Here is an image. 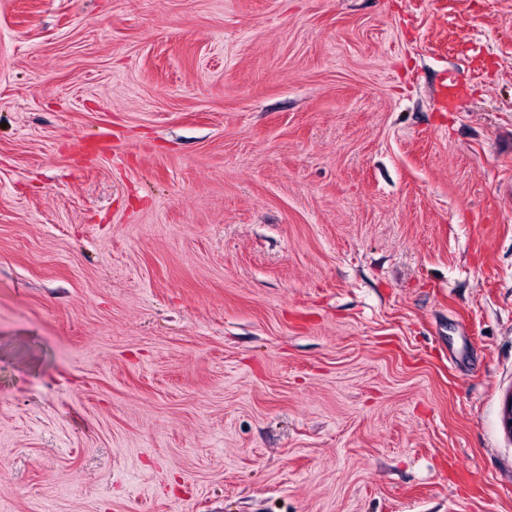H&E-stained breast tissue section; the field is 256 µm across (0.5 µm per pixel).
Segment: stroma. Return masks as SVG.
I'll return each instance as SVG.
<instances>
[{"mask_svg": "<svg viewBox=\"0 0 512 512\" xmlns=\"http://www.w3.org/2000/svg\"><path fill=\"white\" fill-rule=\"evenodd\" d=\"M511 391L512 0H0V512H512Z\"/></svg>", "mask_w": 512, "mask_h": 512, "instance_id": "35a3bbf8", "label": "stroma"}]
</instances>
